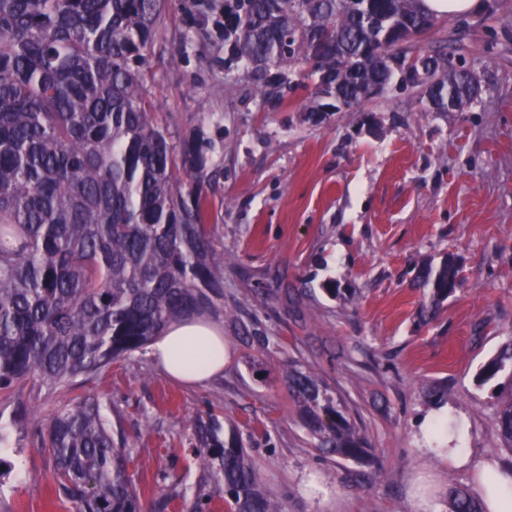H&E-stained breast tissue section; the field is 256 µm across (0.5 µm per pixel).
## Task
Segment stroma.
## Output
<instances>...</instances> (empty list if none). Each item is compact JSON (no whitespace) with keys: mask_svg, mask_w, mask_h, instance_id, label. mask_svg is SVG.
<instances>
[{"mask_svg":"<svg viewBox=\"0 0 512 512\" xmlns=\"http://www.w3.org/2000/svg\"><path fill=\"white\" fill-rule=\"evenodd\" d=\"M182 4L169 2L148 83L172 131L224 143L213 157L223 175L206 190L224 256V374L193 387L138 352L86 393L105 395L151 512L163 497L165 512H226L223 485L194 463L190 444L194 423L214 410L239 425L285 512H409L421 484L448 512L449 490L472 480L419 452L440 407L465 425L474 454L512 468L497 434V384L476 381L512 339V0L438 16L420 39L427 53L464 59L479 81L477 102L453 112L426 111L415 90L395 84L347 112L314 111L300 87L280 102L225 91L215 62L169 65L189 23ZM450 254L463 284L422 318L431 290L414 277ZM293 360L360 426L374 458L362 478L314 449L288 396ZM433 382L446 388L443 406L426 397ZM71 396L26 390L23 423L0 413V512H74L52 493V457L30 445ZM313 472L333 489L325 502L308 495Z\"/></svg>","mask_w":512,"mask_h":512,"instance_id":"obj_1","label":"stroma"}]
</instances>
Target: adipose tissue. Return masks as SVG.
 I'll list each match as a JSON object with an SVG mask.
<instances>
[{
    "instance_id": "obj_1",
    "label": "adipose tissue",
    "mask_w": 512,
    "mask_h": 512,
    "mask_svg": "<svg viewBox=\"0 0 512 512\" xmlns=\"http://www.w3.org/2000/svg\"><path fill=\"white\" fill-rule=\"evenodd\" d=\"M148 358L170 377L203 385L224 371V338L214 320L176 322L147 347ZM441 464L469 473L484 512H512V472L496 461L476 458L464 442L427 447Z\"/></svg>"
}]
</instances>
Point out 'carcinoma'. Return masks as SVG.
Wrapping results in <instances>:
<instances>
[{"mask_svg": "<svg viewBox=\"0 0 512 512\" xmlns=\"http://www.w3.org/2000/svg\"><path fill=\"white\" fill-rule=\"evenodd\" d=\"M191 0L170 65L207 58L224 43L222 83L247 81L282 100L292 85L326 73L322 93L350 108L374 83L388 84L389 56L411 53L403 37L436 19L420 0ZM167 0H0V408L31 386L74 389L106 377L112 362L148 345L170 322L224 311V256L206 223V186L222 169L215 141L179 137L158 120L146 72ZM422 98L473 102L472 75L451 57L421 56ZM417 278L431 305L454 294L460 268L445 260ZM507 376L497 415L512 453V341L480 369ZM288 390L317 450L363 466L365 437L345 403L296 365ZM54 459L56 494L76 512H144L123 432L102 398L80 395L36 433ZM197 465L224 484L231 512H283L237 428L218 419L193 431ZM448 512H482L462 488Z\"/></svg>", "mask_w": 512, "mask_h": 512, "instance_id": "cac0c4a2", "label": "carcinoma"}]
</instances>
